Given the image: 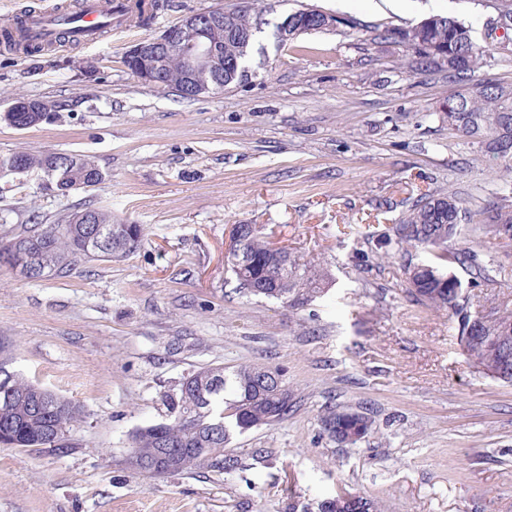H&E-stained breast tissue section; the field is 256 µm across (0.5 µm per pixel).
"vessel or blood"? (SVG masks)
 I'll list each match as a JSON object with an SVG mask.
<instances>
[{
	"label": "vessel or blood",
	"mask_w": 512,
	"mask_h": 512,
	"mask_svg": "<svg viewBox=\"0 0 512 512\" xmlns=\"http://www.w3.org/2000/svg\"><path fill=\"white\" fill-rule=\"evenodd\" d=\"M125 0H82L78 10L60 8L25 16L19 26L21 40L39 43L68 31L70 38L84 43L94 41L101 29L111 27L116 14L122 13Z\"/></svg>",
	"instance_id": "vessel-or-blood-1"
}]
</instances>
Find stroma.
<instances>
[{
  "mask_svg": "<svg viewBox=\"0 0 512 512\" xmlns=\"http://www.w3.org/2000/svg\"><path fill=\"white\" fill-rule=\"evenodd\" d=\"M216 1L170 0L149 26L122 20L89 46L0 49V111L19 95L55 106L30 129L0 123V156L86 155L103 174L66 196L37 170L1 179L0 245L31 214L51 224L85 204L144 228L120 261L39 280L0 266L1 357L83 409L64 447H0V512H303L339 492L389 512H512V385L476 369L447 312L408 294L405 267L429 253L380 244L421 194L474 213L512 177L438 117L483 81L512 84V60L459 82L411 71L409 49L380 36L431 14L480 35L490 0H259L272 21L306 6L345 22L284 46L263 28L251 78L192 100L127 71L133 42ZM236 224L320 262L331 283L299 309L240 292L225 257ZM453 246L489 270L472 309L512 303L511 245ZM247 363L281 369L296 405L233 436L241 472L128 467L133 432L165 421L184 377ZM330 407L367 413L372 433L337 444L320 424Z\"/></svg>",
  "mask_w": 512,
  "mask_h": 512,
  "instance_id": "35a3bbf8",
  "label": "stroma"
}]
</instances>
